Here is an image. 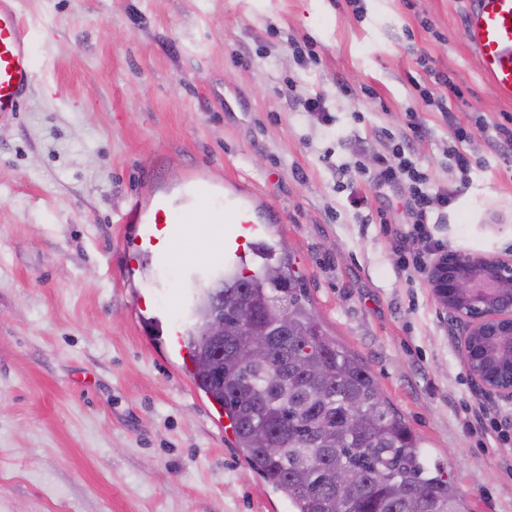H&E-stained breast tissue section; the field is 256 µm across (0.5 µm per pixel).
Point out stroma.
I'll use <instances>...</instances> for the list:
<instances>
[{"instance_id": "stroma-1", "label": "stroma", "mask_w": 512, "mask_h": 512, "mask_svg": "<svg viewBox=\"0 0 512 512\" xmlns=\"http://www.w3.org/2000/svg\"><path fill=\"white\" fill-rule=\"evenodd\" d=\"M360 5L19 0L36 77L0 120V512H291L136 306L153 274L118 214L193 168L270 210L314 313L469 512H512V404L471 378L461 324L396 240L408 189L373 181L416 111V157L456 193L434 238L512 252V157L490 145L512 100L480 73L466 0ZM294 41L314 58L297 63ZM433 70L463 91L456 127L414 88ZM315 93L329 121L294 103ZM474 408L499 430L471 424Z\"/></svg>"}]
</instances>
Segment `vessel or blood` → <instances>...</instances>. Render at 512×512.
<instances>
[{
    "mask_svg": "<svg viewBox=\"0 0 512 512\" xmlns=\"http://www.w3.org/2000/svg\"><path fill=\"white\" fill-rule=\"evenodd\" d=\"M464 31L483 77L503 99L511 100L512 0H470ZM34 80L29 34L17 0H0V118L19 110ZM173 212L179 214V223L169 222ZM120 221L133 227L131 251L155 271L169 264L171 244L195 239L198 226L214 236L217 248L208 259L184 266L185 286L176 300L179 314L169 320L164 338L168 352L189 360L186 329L196 287L235 273L246 261L249 246L268 236L261 211L252 195L224 192L203 172L192 171L150 200L130 203Z\"/></svg>",
    "mask_w": 512,
    "mask_h": 512,
    "instance_id": "b4317fda",
    "label": "vessel or blood"
}]
</instances>
